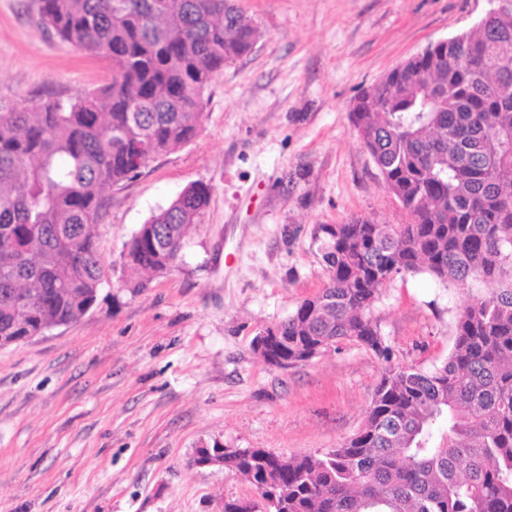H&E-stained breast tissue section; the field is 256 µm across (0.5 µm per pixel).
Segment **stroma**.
Instances as JSON below:
<instances>
[{
    "label": "stroma",
    "mask_w": 512,
    "mask_h": 512,
    "mask_svg": "<svg viewBox=\"0 0 512 512\" xmlns=\"http://www.w3.org/2000/svg\"><path fill=\"white\" fill-rule=\"evenodd\" d=\"M262 37L215 73L196 137L113 188L94 227L106 278L78 321L0 348V512H221L255 491L197 448L284 457L364 425L387 365L424 371L481 285L407 274L371 316L384 362L342 343L281 370L254 346L319 293L322 224L409 217L361 147L353 100L429 42L470 30L487 0H238ZM34 0H0V112L71 100L112 61L44 32ZM211 188L175 268L149 277L127 244L185 188Z\"/></svg>",
    "instance_id": "obj_1"
}]
</instances>
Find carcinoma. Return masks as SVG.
<instances>
[{"label":"carcinoma","mask_w":512,"mask_h":512,"mask_svg":"<svg viewBox=\"0 0 512 512\" xmlns=\"http://www.w3.org/2000/svg\"><path fill=\"white\" fill-rule=\"evenodd\" d=\"M57 37L112 59V83L0 112V337L78 321L105 269L93 234L108 193L193 140L213 75L261 37L236 0H36ZM512 12L429 43L355 98L350 118L405 224L320 226L327 282L278 323L263 357L307 362L348 342L388 363L365 425L339 448L224 453L250 512H512ZM210 187L154 213L126 258L174 266ZM488 287L457 314L430 371L391 364L371 311L398 276ZM17 290L31 299L6 302Z\"/></svg>","instance_id":"1"}]
</instances>
